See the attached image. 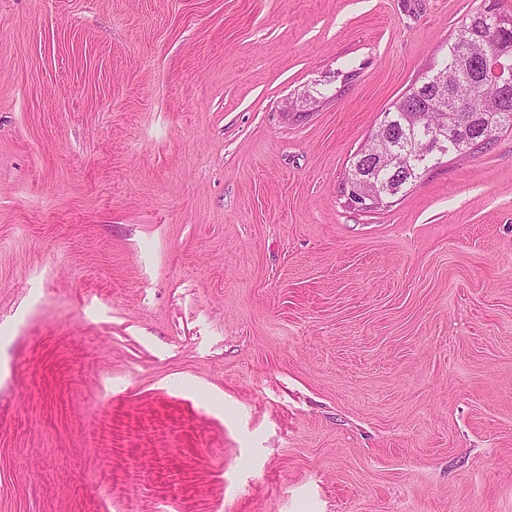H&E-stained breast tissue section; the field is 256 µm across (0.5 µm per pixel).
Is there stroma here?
<instances>
[{
	"label": "stroma",
	"instance_id": "35a3bbf8",
	"mask_svg": "<svg viewBox=\"0 0 512 512\" xmlns=\"http://www.w3.org/2000/svg\"><path fill=\"white\" fill-rule=\"evenodd\" d=\"M485 2L0 0V512H512V129L346 186ZM364 171L366 173H373L382 183H378L373 175H360L353 178L349 182V200L350 202L362 209L372 208L382 205L387 194L384 192L383 185L387 191H390L389 196H395L402 191L408 184L415 182L418 176H413L408 169H399L397 171H374L371 166L367 167L363 163Z\"/></svg>",
	"mask_w": 512,
	"mask_h": 512
}]
</instances>
